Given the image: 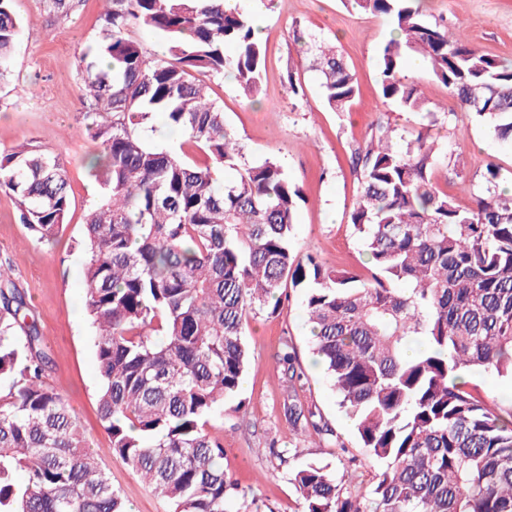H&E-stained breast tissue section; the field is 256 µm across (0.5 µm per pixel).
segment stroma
<instances>
[{"instance_id":"1","label":"stroma","mask_w":512,"mask_h":512,"mask_svg":"<svg viewBox=\"0 0 512 512\" xmlns=\"http://www.w3.org/2000/svg\"><path fill=\"white\" fill-rule=\"evenodd\" d=\"M13 6L22 29L14 62L0 76V156L20 150L57 156L67 170L71 206L58 235L44 245L22 224L14 196L0 191V265L13 266L16 285L25 294L52 360L49 382L78 418L86 443L102 451L101 462L113 488L132 512H170L161 494L120 459L106 455L110 440L97 411L99 374L84 304V254L78 243L86 212L102 189L86 166L95 144L80 122L85 98L79 65L98 32L102 0H75L66 14L56 12L52 0H14ZM423 9L428 20L461 28L479 52L512 64V0H423ZM258 22L266 46V72L256 100L242 97L236 82L226 77L206 75L202 81L210 99L223 108L245 158L277 157L301 187L305 202L293 224L295 254H311L327 266L365 274V256L350 223L357 198L351 152L376 125L407 138L424 121L422 115L401 111L381 96L378 57L390 35L388 22L381 16L349 12L341 0H269ZM297 30L335 48L355 73L358 94L350 111L340 114L323 107L317 74L310 70L301 45L293 41ZM292 62L298 65L305 91L301 99L288 93ZM403 73L421 86L434 113L431 134L449 155L436 172L439 187L468 208L488 170L498 173L500 188L511 186L512 146L494 141L472 114L457 111L447 88L428 67H407ZM286 339L292 340L308 376L304 399L316 404L339 441L335 447L322 442L303 445L304 459L337 470L342 453H349L357 460L363 491L381 470L360 447L336 391L316 364L301 295L291 293L280 314L250 319L245 406L237 411L225 405L215 424L224 443L225 471L248 499L273 512L299 509L287 468L278 467L272 456L276 450L292 453L300 437L281 407L275 355Z\"/></svg>"}]
</instances>
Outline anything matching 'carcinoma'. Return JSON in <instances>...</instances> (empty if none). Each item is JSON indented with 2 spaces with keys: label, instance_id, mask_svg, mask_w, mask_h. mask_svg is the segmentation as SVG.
Here are the masks:
<instances>
[{
  "label": "carcinoma",
  "instance_id": "cac0c4a2",
  "mask_svg": "<svg viewBox=\"0 0 512 512\" xmlns=\"http://www.w3.org/2000/svg\"><path fill=\"white\" fill-rule=\"evenodd\" d=\"M104 2L81 80L84 129L100 148L90 169L105 196L88 210L81 247L108 453L172 512H241L212 422L224 405L244 406L249 320L278 313L299 288L313 353L382 466L360 494L327 464L290 467L300 512H512V397L489 401L472 381L485 371L512 384V198L496 191L497 173L462 208L435 182L448 153L429 126L404 145L379 126L350 156V224L370 279L303 262L291 248L302 189L274 157L245 161L197 79L230 74L246 97L259 93L266 48L252 23L227 0ZM342 2L391 27L379 55L383 99L433 115L402 75L405 54L417 53L460 111L512 145L511 64L428 21L421 0ZM134 25L167 54L148 57ZM20 31L13 0H0V76ZM310 67L322 104L348 111L358 86L344 59L317 46ZM187 145L204 163L188 160ZM225 168L236 177L222 182ZM67 186L54 156L0 157V190L41 242L66 223ZM25 307L0 268V512H128L48 382L51 359ZM276 363L288 425L334 436L301 399L307 376L289 342Z\"/></svg>",
  "mask_w": 512,
  "mask_h": 512
}]
</instances>
